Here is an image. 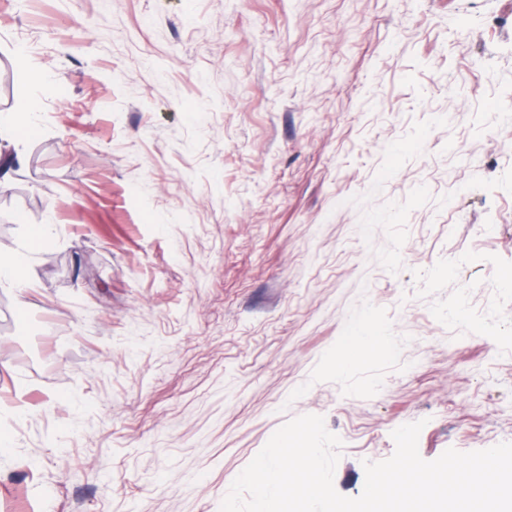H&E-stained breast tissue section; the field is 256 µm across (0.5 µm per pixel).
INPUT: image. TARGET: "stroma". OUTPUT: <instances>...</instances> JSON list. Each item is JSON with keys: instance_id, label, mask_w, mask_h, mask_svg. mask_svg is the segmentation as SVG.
<instances>
[{"instance_id": "35a3bbf8", "label": "stroma", "mask_w": 512, "mask_h": 512, "mask_svg": "<svg viewBox=\"0 0 512 512\" xmlns=\"http://www.w3.org/2000/svg\"><path fill=\"white\" fill-rule=\"evenodd\" d=\"M24 99L0 256L55 240L0 288V512H220L305 414L352 498L401 425L512 442V0H0ZM28 226L27 245L23 250L10 256H0V288H13L22 292L31 285L29 273L31 254L52 242V228L49 224H30ZM39 240L32 244L33 236Z\"/></svg>"}]
</instances>
